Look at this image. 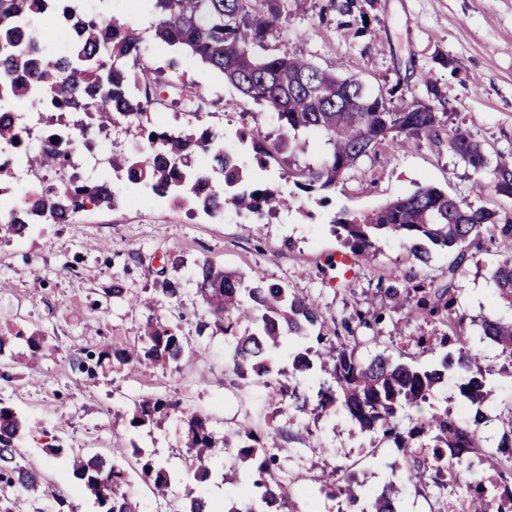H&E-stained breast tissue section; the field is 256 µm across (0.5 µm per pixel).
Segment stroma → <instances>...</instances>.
I'll use <instances>...</instances> for the list:
<instances>
[{"label":"stroma","mask_w":512,"mask_h":512,"mask_svg":"<svg viewBox=\"0 0 512 512\" xmlns=\"http://www.w3.org/2000/svg\"><path fill=\"white\" fill-rule=\"evenodd\" d=\"M87 5L140 31L141 64L163 78L177 75L204 88L209 122L223 131L225 153L238 161L251 183L277 188L288 205L258 223L230 205L211 217L143 187L136 190L138 198H131L134 190L125 177L106 169L100 176L110 181L118 205L89 207L72 224L31 225L10 245L0 246V334L10 338L0 349V398L30 423L19 453L45 489L31 497L28 512H58L51 493L60 486L66 487L75 512H99L79 480L64 479L62 458L48 453L55 446L117 459L139 512H179L188 477L184 411L207 415L219 436L249 421L262 444L278 455L282 481L309 486L325 475L351 473L361 493L381 490L399 459L393 441L361 431L343 411L311 414L281 397L277 384L233 374L227 357L232 336L197 331L208 313L195 293L194 269L207 261L246 278L261 270L267 282L311 298L331 327L359 310L381 313L377 330L355 331L359 358L404 355L434 364L444 348L421 353L412 339L439 335V328L407 316L384 289L393 276L411 272L445 281L453 254L435 248L423 264L401 240L383 237L376 242L375 263L360 265L354 277L339 283L328 262L343 247L330 221L341 212L371 213L425 185L497 210L504 221L512 219V199L496 195L487 175L474 171L447 144L436 146L424 138L363 157L328 195L303 192L292 173L320 161L324 147L316 135L306 134L305 148L293 147L275 112L238 103L237 90L222 74L182 47L159 46L144 0L138 5L87 0ZM360 12L365 22L355 21ZM279 29L282 36L269 41L270 52L293 50L327 71L356 75L371 92L391 95L397 105H432L445 129L479 141L489 158L512 154V0H356L350 13L332 0H288ZM256 138L278 143V152L259 160L252 145ZM171 254L182 258L179 268L166 266ZM499 259L495 242L470 250L455 293L465 346L481 354L495 390L493 402L484 408L491 448L503 435L499 416L512 404V367L481 328L486 319L512 320V305L497 296L490 280ZM166 278L181 282V305L153 310L133 305V298L156 295ZM116 283L123 286L124 297H113ZM151 317L185 337L191 357L167 368L148 362L112 368L93 385L74 369V350H94L105 340L136 344ZM33 333L43 338L44 356L30 369L25 338ZM155 398L179 400L180 413L136 430L113 425L115 415H129L139 401ZM136 447L172 473L166 498L155 497L141 479L132 455ZM209 468L201 489L211 499L227 500L250 480L232 446L218 449ZM470 478L463 467L458 480L444 489L431 480L404 486L399 512H458Z\"/></svg>","instance_id":"35a3bbf8"}]
</instances>
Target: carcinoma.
Wrapping results in <instances>:
<instances>
[{"instance_id":"carcinoma-1","label":"carcinoma","mask_w":512,"mask_h":512,"mask_svg":"<svg viewBox=\"0 0 512 512\" xmlns=\"http://www.w3.org/2000/svg\"><path fill=\"white\" fill-rule=\"evenodd\" d=\"M149 2L153 6L150 27L159 43L183 47L220 72L244 100L266 104L293 139L309 131L321 137L325 148L322 161L295 173L299 177L295 185L305 192L336 188L343 173L361 157L382 146L401 144L402 136L439 140L438 113L427 104L405 111L383 95L370 93L359 80L327 72L293 51L259 54L256 48L274 37L276 23L288 12V0ZM44 9L45 0H0V39L18 42L16 21L40 16ZM63 13L65 28L71 34L68 63L60 65L58 57L46 48L40 56L21 52L0 61V80H10L16 72L31 73L47 91L65 93L67 107L90 113V122L75 128L80 140L94 138L98 125L128 122L131 107L141 109L136 125L146 136L147 150L114 153L111 167L129 180L150 185L153 193L179 205L216 216L228 203L257 214L273 213L285 204L279 191L251 186L237 161L224 153V134L205 121L209 113L204 111L208 99L203 89L198 87L194 92L193 130H163L152 123L147 108L152 105L150 94L158 87L154 70L143 66L130 76L125 74L126 60L140 51V32L119 25L115 19L107 30L103 15L87 14L76 0H65ZM448 149L476 171L488 168L484 149L463 133L448 135ZM195 155L205 157L207 164L192 171L190 160ZM71 164L69 155L54 147L37 159V166L48 173ZM491 179L497 194L512 199V158H497ZM87 201L94 206L115 204L111 184L98 179L72 192L43 186L19 212L0 216V243L23 235L32 224H70ZM331 224L333 233L342 238L343 247L368 263L376 256L375 240L383 235L407 241L412 256L423 263L430 258V245L457 251L448 265L446 282L426 283L406 274L390 280L384 292L408 314L442 327L440 345H459L458 355L448 351L432 367H418L383 355L361 360L349 339L357 326L373 328L380 315L359 311L355 314L356 326L344 321L342 331L326 332L323 313L309 298L269 284L257 272L247 282L208 261L197 264L194 271L196 295L211 317L198 326V334L212 326L233 332L229 358L233 371L239 376L251 372L259 378L282 374L274 371L269 354L280 345L283 331L300 339L315 338L326 347L320 354L321 370L330 381L318 391L311 411L325 412L339 404L361 430L393 439L401 456L396 468L406 483L420 481L430 469L442 477H452L464 463L469 468L478 464L502 475L511 473L512 442L494 452L484 445L483 408L493 400V392L480 364L481 356L463 347L459 328L464 317L456 310L455 292L467 250L487 236L507 248L490 279L499 296L512 304V222L501 224L494 210L424 186L370 214L342 213L333 217ZM241 321L252 323L253 331L234 333ZM482 331L512 366V321L485 320ZM140 340L137 348L105 344L96 352L84 350L75 357V365L94 379L96 370L104 367L148 361L166 368L187 354L183 337L152 319L147 321ZM312 367L309 350L299 351L292 358L288 379L296 381ZM450 377L455 379L459 395L474 410L473 421L455 418L446 409L433 408L420 417L413 416V412L422 411L434 388ZM175 409V402L144 400L136 406L129 426L138 429ZM183 422L194 480L205 481L212 455L232 442L239 448L240 460L253 470V485L262 489L258 498L246 505L235 500L224 503V512H293L295 496L314 495L311 489L294 488L276 477V455L263 446L249 425L240 424L219 439L201 414L188 413ZM28 432L26 420L11 403L0 398V512H25L28 495L39 487L36 474L23 464L17 451ZM424 436L430 438L431 446L428 454L420 457L414 442ZM67 466L101 512H137L124 490V469L117 462L98 454H72ZM140 474L153 493L166 496L171 484L167 469L149 458L141 463ZM317 483L321 494L343 495L352 505L360 500L358 484L350 477L340 483L334 477ZM393 492V484H387L380 493L368 497L367 505L359 512H397ZM505 501L512 504V487L481 481L467 487L461 508L462 512H503L501 507L492 510V504ZM182 512L218 510L204 493L189 484Z\"/></svg>"}]
</instances>
